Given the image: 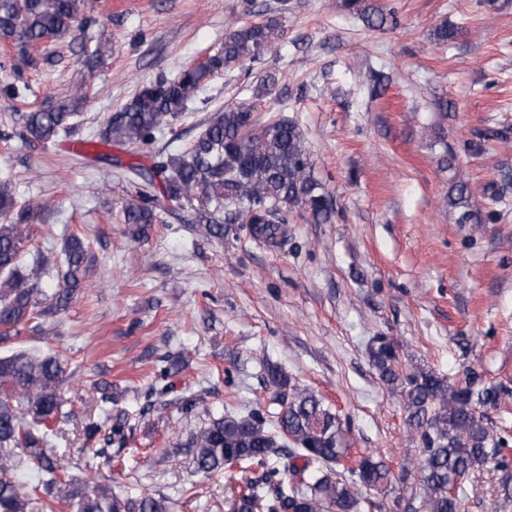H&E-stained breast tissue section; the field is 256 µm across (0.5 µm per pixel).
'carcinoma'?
I'll list each match as a JSON object with an SVG mask.
<instances>
[{
	"label": "carcinoma",
	"mask_w": 512,
	"mask_h": 512,
	"mask_svg": "<svg viewBox=\"0 0 512 512\" xmlns=\"http://www.w3.org/2000/svg\"><path fill=\"white\" fill-rule=\"evenodd\" d=\"M83 6L84 0H0V38L24 50L48 37L63 36L77 23L91 24ZM346 6L373 26L387 22V16L367 0H346ZM279 36L280 21L274 17L231 24L220 51L170 80L143 87L82 147L116 143L135 154L149 153L156 133L183 116L214 72L244 60L256 61L275 47ZM86 102L81 83L56 106L24 113L28 139L45 144L67 133ZM253 112L252 104L228 106L191 143L155 154L152 166L127 165L133 179L141 181L123 208L124 223L135 225L133 237L148 235L162 200L174 207L201 202L188 223L204 224L216 236L222 235L224 225L240 223L275 242L284 237L281 225L288 223V208L297 205L318 224L332 219L331 197L314 178L298 125L286 116L258 123ZM470 195L469 182L459 181L455 205L463 208L461 223L474 219L467 210ZM34 208L32 202L17 203L11 183L0 180L1 343L32 319L65 309L87 273L88 246L72 234L63 248L64 287L37 298L50 258L41 252L28 269L19 266L31 237ZM369 354L380 380L400 393L406 425L421 444L419 456L405 457L400 468L404 476L417 473L430 512H468L463 476L490 460L503 472L498 503L503 510L511 507L512 473L504 453L508 440L483 413L498 403L500 389L486 384L473 368L454 378L425 369L409 371L395 345L384 337L374 338ZM267 371L280 406L274 428L258 411L211 418L186 444L195 469L210 473L235 463L245 470L268 466L272 475L281 469L288 472V483L273 491L265 477H244L235 512H361L358 487L386 488L389 465L364 452L356 465L347 466L352 448L339 415L322 396L291 384L282 370L269 366ZM64 374L56 356L26 351L0 356V512H27L28 501L14 481L15 474L26 469L50 490L46 512H56L58 504L73 512H167L164 495L123 498L95 477L77 483L59 475L63 467L53 442V424L68 418L59 399ZM86 431L91 439L103 433L102 446L88 449L94 464L86 467L112 465V447L127 443L126 422L120 419L104 431L93 422Z\"/></svg>",
	"instance_id": "obj_1"
}]
</instances>
